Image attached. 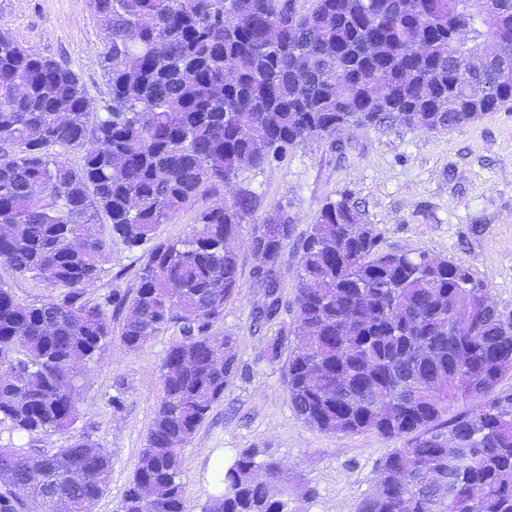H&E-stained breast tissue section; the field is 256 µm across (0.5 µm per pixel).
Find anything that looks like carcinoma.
Here are the masks:
<instances>
[{"label":"carcinoma","mask_w":512,"mask_h":512,"mask_svg":"<svg viewBox=\"0 0 512 512\" xmlns=\"http://www.w3.org/2000/svg\"><path fill=\"white\" fill-rule=\"evenodd\" d=\"M102 30L107 111L94 113L64 64L0 33V266L60 289L26 303L0 282V426L34 436L77 421L73 368L99 358L123 316L135 351L178 328L163 396L122 512H184L182 450L235 377L230 336L211 333L239 280L233 246L258 206L247 173L340 127H461L512 103V0H90ZM291 23V37L268 30ZM231 71L232 78L224 76ZM82 155L73 168L63 157ZM234 180L230 204L184 239L153 247L137 288L87 287L114 240L134 249L158 225ZM106 217L109 233L98 228ZM293 224L254 228L256 321L287 355L291 405L323 432L404 438L356 512H512V323L469 268L379 249L343 192L299 244L296 320L280 321L279 260ZM473 324L456 332L461 312ZM456 413H450L455 406ZM240 450L201 512H298L279 462ZM14 488L92 512L112 470L87 436L53 452L0 446Z\"/></svg>","instance_id":"obj_1"}]
</instances>
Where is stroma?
I'll list each match as a JSON object with an SVG mask.
<instances>
[{
	"instance_id": "stroma-1",
	"label": "stroma",
	"mask_w": 512,
	"mask_h": 512,
	"mask_svg": "<svg viewBox=\"0 0 512 512\" xmlns=\"http://www.w3.org/2000/svg\"><path fill=\"white\" fill-rule=\"evenodd\" d=\"M0 33L22 48L68 65L84 82L93 111L110 101L100 63V29L89 0H0ZM261 204L243 224L240 280L213 326L236 342L238 374L197 429L183 455L185 512H200L210 496L207 474L213 453L225 459L243 448L281 463L291 485L312 491L302 512H355L372 488L382 460L402 447L374 432L329 434L305 424L288 396L283 361L265 356L266 331L255 327L252 310L264 290L253 272L248 247L254 225L285 209L294 230L280 260L282 291L293 299L298 245L326 200L344 190L366 214L386 251L425 253L468 267L489 289L504 321L512 322V107L462 127L428 133L400 127L388 132L357 129L307 143L284 161L250 173ZM224 190L203 196L168 223L158 225L155 243L185 237L200 212L223 202ZM150 245L128 249L113 242L100 258L92 297L113 283L136 288ZM171 328L129 351L112 340L95 361L78 364L79 418L67 432L33 438L0 428V446L54 450L72 437L90 436L112 457L108 486L93 512H115L146 444L163 396L161 365L179 341ZM124 378L121 410H113L115 378Z\"/></svg>"
}]
</instances>
